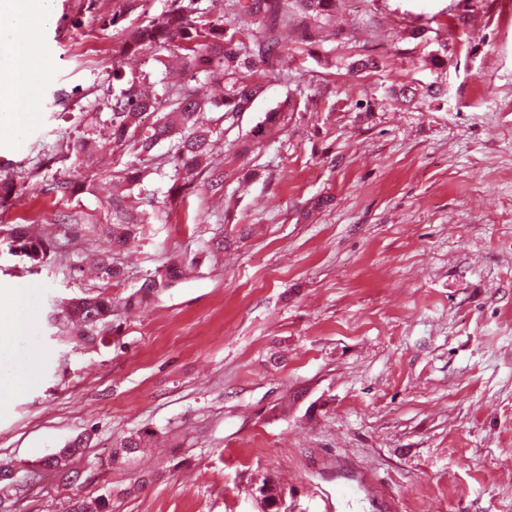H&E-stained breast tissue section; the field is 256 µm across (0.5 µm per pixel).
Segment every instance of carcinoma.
Instances as JSON below:
<instances>
[{
    "mask_svg": "<svg viewBox=\"0 0 512 512\" xmlns=\"http://www.w3.org/2000/svg\"><path fill=\"white\" fill-rule=\"evenodd\" d=\"M199 0H172L171 9L158 24L150 22L133 27L124 43V51L134 53L144 46L159 50L181 52L188 68L198 65L205 57L210 72L224 80V96L211 103V108L222 112V119L233 128L242 112L262 91V81L271 75L287 76L288 28L291 16L297 13L315 22L301 30V40L314 44L320 41V22L331 17L336 0H227L229 11L258 19V30L244 36L231 23L222 19L209 20L198 7ZM204 105L187 92H179L162 100L131 87L123 99L112 108V142L128 148L137 155V163L128 164L120 179L128 186L140 182L145 164L153 148L161 141L176 138L172 159L184 186L191 187L198 177L200 159L206 154L214 130L201 120ZM285 113L268 112L251 130V143L259 145L285 126ZM132 224H110L108 234L112 244L124 247L131 241ZM10 251L26 257L34 264L46 261L51 255L48 239H34L26 229L16 224L11 227ZM186 263L173 260L164 272L145 280L123 303L130 308L159 295L181 277ZM101 282L109 288L122 279L123 269L104 254L98 259ZM119 307L112 296L100 292L75 298L56 309L51 315L55 323L70 325L84 343L110 344L112 336L120 331ZM151 432H136L112 449L109 461L94 465L97 471L122 459H129L146 447ZM88 439L78 436L64 447L28 469L34 476L41 470L54 471L60 483L73 486L80 482L82 473L76 463L84 456ZM261 500L272 512L282 498V489L272 478L264 479L259 487ZM67 512H112V488L104 487L93 496L69 498Z\"/></svg>",
    "mask_w": 512,
    "mask_h": 512,
    "instance_id": "1",
    "label": "carcinoma"
}]
</instances>
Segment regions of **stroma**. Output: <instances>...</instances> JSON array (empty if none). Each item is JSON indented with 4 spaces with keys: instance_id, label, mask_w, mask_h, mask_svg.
Listing matches in <instances>:
<instances>
[{
    "instance_id": "obj_1",
    "label": "stroma",
    "mask_w": 512,
    "mask_h": 512,
    "mask_svg": "<svg viewBox=\"0 0 512 512\" xmlns=\"http://www.w3.org/2000/svg\"><path fill=\"white\" fill-rule=\"evenodd\" d=\"M53 8L32 115L0 128V178L20 187L0 237L25 224L58 244L36 266L0 245V299L25 292L18 347L37 366L0 398V460L35 464L85 433L106 458L149 429L145 456L76 492L112 487V512H261L271 476L283 512H512V0H338L323 40L293 38L287 77L219 138L206 168L226 173L223 192L181 187L161 141L120 194L138 228L109 293L195 264L121 312L108 347L47 316L99 292L90 261L113 252L102 227L133 155L104 146L91 175L72 145L109 136L130 85L167 86L155 49L120 48L170 0ZM365 53L380 68L348 73ZM287 103L282 130L235 153ZM217 236L231 247L213 251ZM70 493L42 474L22 512H63Z\"/></svg>"
}]
</instances>
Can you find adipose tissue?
<instances>
[{"label":"adipose tissue","instance_id":"adipose-tissue-1","mask_svg":"<svg viewBox=\"0 0 512 512\" xmlns=\"http://www.w3.org/2000/svg\"><path fill=\"white\" fill-rule=\"evenodd\" d=\"M53 0H0V20L14 35V63L0 72V106L17 102L38 69L39 33L52 19Z\"/></svg>","mask_w":512,"mask_h":512}]
</instances>
